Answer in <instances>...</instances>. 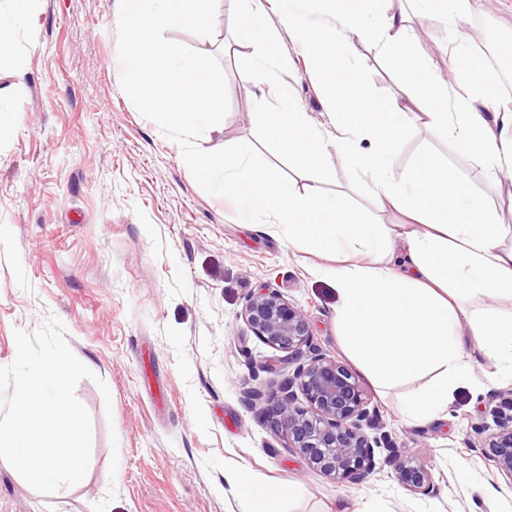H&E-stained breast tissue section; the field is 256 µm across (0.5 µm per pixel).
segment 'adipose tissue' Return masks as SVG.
Returning a JSON list of instances; mask_svg holds the SVG:
<instances>
[{"mask_svg": "<svg viewBox=\"0 0 512 512\" xmlns=\"http://www.w3.org/2000/svg\"><path fill=\"white\" fill-rule=\"evenodd\" d=\"M204 2L119 0L127 44L117 65L148 87L139 98L147 110L197 140L185 160L209 191L240 197L239 223L270 225L288 243L329 255L311 273L336 287L337 321L350 359L382 392L418 376L428 379L420 395L399 401L403 421L447 417L457 391L476 380L475 354L492 362L498 376L512 377V225L502 222L498 206L454 174L436 196L425 195L416 172L446 171L442 159L423 153L412 167L400 168L401 140L385 137L373 124L348 122L332 102L326 122L314 123L293 86L272 77L290 65L278 50L285 32L303 46L331 45L337 82L357 89L364 83L355 40L371 43L386 59L404 55L409 63L397 93L380 101L386 125L443 130L484 183L501 188L512 182V96L493 72L461 66L476 55L473 0H277L274 21L263 0H242L246 21L235 37L256 50L243 65V80L260 92L271 89L277 115L302 136L304 151H286L289 163L304 173L299 189L279 182L248 148L230 146L219 157L201 150L224 122L216 103L220 87L203 57L185 55L158 34L178 25L209 34ZM416 17L446 26L444 54L416 40ZM444 56L456 66L453 78L442 72ZM340 166L367 190L374 207L352 224L337 220L352 211L351 198L321 189ZM260 176L273 182V202L242 194ZM385 213L393 221H382ZM224 482L243 502V512H279L286 495L244 467L225 471Z\"/></svg>", "mask_w": 512, "mask_h": 512, "instance_id": "adipose-tissue-1", "label": "adipose tissue"}]
</instances>
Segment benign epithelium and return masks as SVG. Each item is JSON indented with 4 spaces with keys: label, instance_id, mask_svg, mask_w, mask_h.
<instances>
[{
    "label": "benign epithelium",
    "instance_id": "obj_1",
    "mask_svg": "<svg viewBox=\"0 0 512 512\" xmlns=\"http://www.w3.org/2000/svg\"><path fill=\"white\" fill-rule=\"evenodd\" d=\"M245 319L264 344L284 353L266 369L275 371L293 359L305 358L294 379L283 387V395L270 404V427L286 433L290 447L316 473L336 482H364L375 470L374 449L380 447L382 438H371L363 431V424L372 418L358 380L344 364L311 347L306 314L277 291L267 288L252 295ZM295 386L304 396V407L295 404ZM489 448L493 466L512 478V425L497 423ZM390 453L402 487L424 495L434 491L430 471L412 464L398 448H390Z\"/></svg>",
    "mask_w": 512,
    "mask_h": 512
}]
</instances>
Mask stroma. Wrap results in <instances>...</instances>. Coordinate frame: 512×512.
<instances>
[{
	"mask_svg": "<svg viewBox=\"0 0 512 512\" xmlns=\"http://www.w3.org/2000/svg\"><path fill=\"white\" fill-rule=\"evenodd\" d=\"M240 7L212 0L211 35L175 26L160 39L204 56L227 88L224 127L205 150L252 148L295 185L287 158L252 121V92L234 90L252 50L223 19ZM471 24L483 40L512 34V0H480ZM124 46L116 0H37L15 35L16 65L0 67L11 108L0 138V367L16 356L15 330L35 331L54 315L95 374L75 389L92 421L85 481L61 497L40 495L0 463V512H242L224 490V469L237 463L295 487L282 512H334L347 499L363 512H512V479L495 470L481 432L512 384L462 389L447 418L410 425L395 406L420 381L383 395L360 378L391 443L430 469L431 495L398 484L387 449H376L364 483H337L265 426V400L283 375L263 367L274 351L244 319L250 297L279 291L307 314L313 347L341 361L335 287L311 275L312 255L267 226L237 223V200L206 189L182 159L191 140L145 112L128 91L130 75L113 66ZM280 50L291 65L278 80L325 122L327 96L305 51L287 34ZM355 51L372 93L394 91V66L368 43ZM425 146L475 176L445 138L425 132L404 140L401 166ZM250 390L263 400L246 404Z\"/></svg>",
	"mask_w": 512,
	"mask_h": 512,
	"instance_id": "obj_1",
	"label": "stroma"
}]
</instances>
